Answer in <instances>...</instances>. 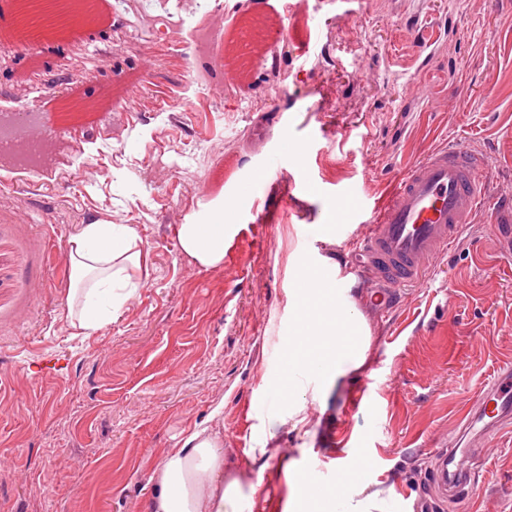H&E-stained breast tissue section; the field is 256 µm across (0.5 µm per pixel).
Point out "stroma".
I'll return each instance as SVG.
<instances>
[{
    "label": "stroma",
    "instance_id": "35a3bbf8",
    "mask_svg": "<svg viewBox=\"0 0 512 512\" xmlns=\"http://www.w3.org/2000/svg\"><path fill=\"white\" fill-rule=\"evenodd\" d=\"M100 25L0 48V140L41 131L35 155L0 158V512H143L163 452L197 425L224 433V475L264 480L282 505L285 468L350 464L347 431L376 460L348 497L412 512L425 450L454 430L512 362V253L477 215L455 252L372 331L364 368L311 409L310 436L264 409L282 380L280 329L298 261L349 264L363 225L336 192L373 203L395 176L451 138L484 153L492 200L512 201V0H241L247 25L292 10L294 35L247 52V86L225 88L224 55L199 45L224 27L196 0H100ZM171 98L125 101L137 87ZM82 114L64 119L65 104ZM288 175L256 187L280 141ZM317 187L306 192L304 177ZM224 260L185 255L178 225L226 196ZM129 224L148 275L105 328L60 314L64 248L78 224ZM343 224L332 242L309 224ZM371 380L374 413H350ZM268 459H252L256 442ZM483 467L460 510L512 512V438L475 441Z\"/></svg>",
    "mask_w": 512,
    "mask_h": 512
}]
</instances>
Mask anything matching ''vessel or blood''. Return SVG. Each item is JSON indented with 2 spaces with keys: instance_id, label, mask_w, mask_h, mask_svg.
<instances>
[{
  "instance_id": "obj_1",
  "label": "vessel or blood",
  "mask_w": 512,
  "mask_h": 512,
  "mask_svg": "<svg viewBox=\"0 0 512 512\" xmlns=\"http://www.w3.org/2000/svg\"><path fill=\"white\" fill-rule=\"evenodd\" d=\"M241 28L226 23L225 71L229 83L239 80L237 44ZM486 161L455 141L429 149L390 184L382 201L371 209L355 204L352 195L337 193V209L356 215L365 226L359 239L360 259L355 267L368 290L371 306L378 311L390 306L402 288L421 285L434 260L445 257L458 244L486 194L482 174ZM477 416H464L448 438L447 447L430 452L431 479L436 494L473 484L474 472L464 470L449 477L448 469L463 439L482 419L483 436L495 440L512 433V364L500 368L478 398ZM340 445L352 449L354 463L340 471L317 468L316 477L326 487L342 489L373 471L375 460L368 449L355 446L350 435Z\"/></svg>"
}]
</instances>
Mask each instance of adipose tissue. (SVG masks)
Returning a JSON list of instances; mask_svg holds the SVG:
<instances>
[{
    "label": "adipose tissue",
    "instance_id": "1",
    "mask_svg": "<svg viewBox=\"0 0 512 512\" xmlns=\"http://www.w3.org/2000/svg\"><path fill=\"white\" fill-rule=\"evenodd\" d=\"M222 204L197 222L180 225L181 250L204 267L224 259ZM65 254L69 291L60 313L90 335L103 328L137 288L133 273L143 271L147 255L136 230L127 224H79ZM292 314L283 345L287 391L277 397L287 408L294 432L308 434L310 408L366 363L372 333L358 307L353 281L339 262L324 259L300 265L288 290ZM145 512H256L260 485L242 493L237 480L224 478V435L207 427L190 432L180 447L166 451L149 478Z\"/></svg>",
    "mask_w": 512,
    "mask_h": 512
}]
</instances>
